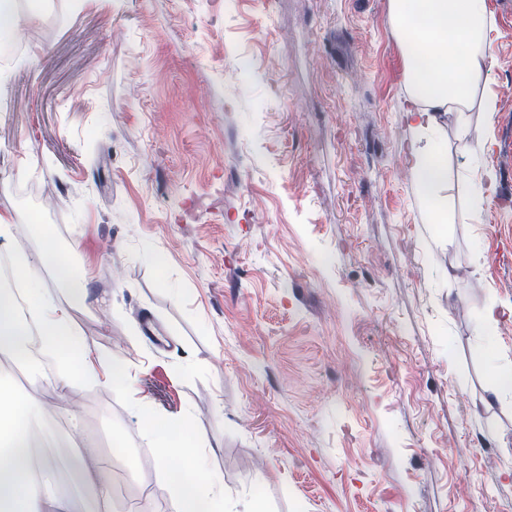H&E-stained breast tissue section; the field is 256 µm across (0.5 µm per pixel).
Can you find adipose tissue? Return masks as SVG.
<instances>
[{
	"mask_svg": "<svg viewBox=\"0 0 512 512\" xmlns=\"http://www.w3.org/2000/svg\"><path fill=\"white\" fill-rule=\"evenodd\" d=\"M394 30L404 49L407 99L402 120L410 138L407 155L417 182L425 189L424 204L441 224L448 207L438 190L448 179L433 136L440 115H457L458 149L469 154L473 146L465 135L467 114L479 108L485 121L497 110L495 96L486 89L487 63L493 51V19L486 0H389ZM56 262L53 250L21 254L11 271L22 287L27 310L19 312L11 289H0V353L21 360L27 357L31 325L50 339L60 367L53 380L59 393L80 381L112 385L138 407L144 432H152L153 416L137 396L135 380L119 359L98 356L89 341L77 334L67 305L47 294L41 269ZM33 412L12 387L0 383V447L9 457L0 460V512H112L113 479L124 461L117 448L97 451L95 470L82 459L70 461L77 483L74 494L59 492L52 482L57 461L49 455L32 458L37 441ZM173 437L161 442L157 464L170 483L171 512H236L232 497L218 477L204 466L202 441L189 437V416L169 421Z\"/></svg>",
	"mask_w": 512,
	"mask_h": 512,
	"instance_id": "1",
	"label": "adipose tissue"
}]
</instances>
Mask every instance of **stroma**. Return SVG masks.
<instances>
[{"instance_id":"1","label":"stroma","mask_w":512,"mask_h":512,"mask_svg":"<svg viewBox=\"0 0 512 512\" xmlns=\"http://www.w3.org/2000/svg\"><path fill=\"white\" fill-rule=\"evenodd\" d=\"M488 62L493 124L438 135L448 221L406 161L389 0H50L0 63V254L90 271L73 326L156 419L94 384L40 422L127 446L170 506L155 439L186 413L241 512H512V0ZM483 187L480 216L470 198Z\"/></svg>"}]
</instances>
